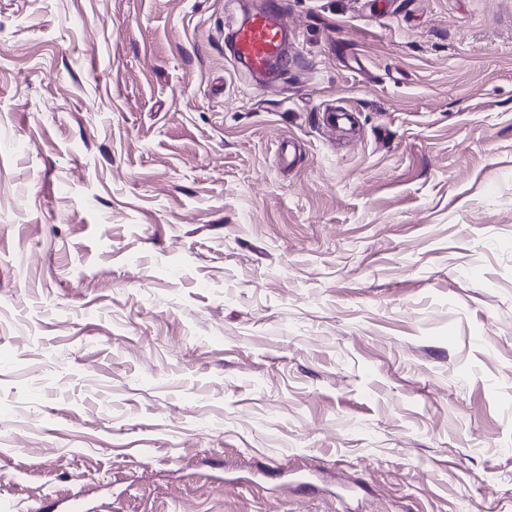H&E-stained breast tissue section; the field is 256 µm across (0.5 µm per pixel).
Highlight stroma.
<instances>
[{
    "instance_id": "1",
    "label": "stroma",
    "mask_w": 512,
    "mask_h": 512,
    "mask_svg": "<svg viewBox=\"0 0 512 512\" xmlns=\"http://www.w3.org/2000/svg\"><path fill=\"white\" fill-rule=\"evenodd\" d=\"M0 0V512H512V0ZM282 15L278 4L270 2L229 32L234 58L255 75L269 74L270 64L287 52V29Z\"/></svg>"
}]
</instances>
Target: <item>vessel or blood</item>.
Wrapping results in <instances>:
<instances>
[{
    "instance_id": "b4317fda",
    "label": "vessel or blood",
    "mask_w": 512,
    "mask_h": 512,
    "mask_svg": "<svg viewBox=\"0 0 512 512\" xmlns=\"http://www.w3.org/2000/svg\"><path fill=\"white\" fill-rule=\"evenodd\" d=\"M276 0L253 12L230 31L234 58L256 75H266L271 64L284 57L287 30Z\"/></svg>"
}]
</instances>
